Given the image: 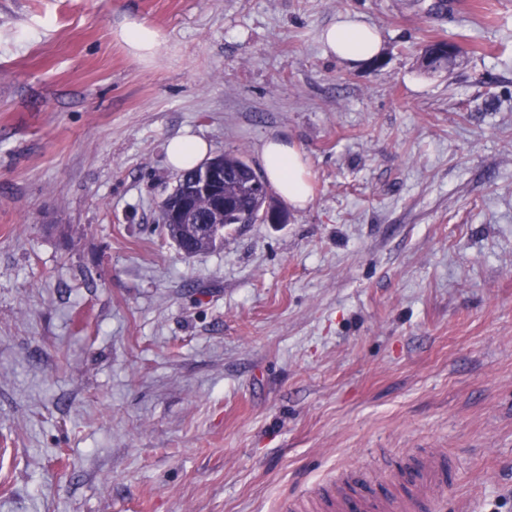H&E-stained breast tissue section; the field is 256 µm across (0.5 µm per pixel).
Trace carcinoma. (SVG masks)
<instances>
[{"instance_id":"cac0c4a2","label":"carcinoma","mask_w":512,"mask_h":512,"mask_svg":"<svg viewBox=\"0 0 512 512\" xmlns=\"http://www.w3.org/2000/svg\"><path fill=\"white\" fill-rule=\"evenodd\" d=\"M438 41L426 43L421 52L423 60L428 62L434 71L448 70V62L434 57ZM224 161L226 179L224 181V194L236 202V206L216 214L212 210L211 201L207 198H198L191 213L185 218L183 224H164L162 230L167 237L187 248L185 254L194 256L215 248L224 240V228L232 224H253L261 218V212L271 202L270 197H258L251 187L250 176L253 169L249 161L241 154L226 152L219 156ZM216 224V233L208 238L198 235L193 224L199 220Z\"/></svg>"}]
</instances>
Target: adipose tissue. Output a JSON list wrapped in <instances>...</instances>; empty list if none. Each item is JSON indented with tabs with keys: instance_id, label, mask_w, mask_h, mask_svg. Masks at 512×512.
<instances>
[{
	"instance_id": "adipose-tissue-1",
	"label": "adipose tissue",
	"mask_w": 512,
	"mask_h": 512,
	"mask_svg": "<svg viewBox=\"0 0 512 512\" xmlns=\"http://www.w3.org/2000/svg\"><path fill=\"white\" fill-rule=\"evenodd\" d=\"M118 36L132 57L144 61L155 56L164 39L160 30L135 17L123 22ZM323 38L330 51L343 60L362 62L380 50L377 31L355 16L328 27ZM261 156L275 191L293 207H306L312 198L308 164L296 146L273 136L264 142Z\"/></svg>"
}]
</instances>
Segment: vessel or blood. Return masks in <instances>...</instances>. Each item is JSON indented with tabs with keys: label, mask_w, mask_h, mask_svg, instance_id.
Masks as SVG:
<instances>
[{
	"label": "vessel or blood",
	"mask_w": 512,
	"mask_h": 512,
	"mask_svg": "<svg viewBox=\"0 0 512 512\" xmlns=\"http://www.w3.org/2000/svg\"><path fill=\"white\" fill-rule=\"evenodd\" d=\"M452 482L451 460L435 451L400 468L386 483L361 470L348 471L340 485L319 488L316 498L322 512H388L395 498L403 512H435Z\"/></svg>",
	"instance_id": "1"
}]
</instances>
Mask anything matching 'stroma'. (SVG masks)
Instances as JSON below:
<instances>
[{"label":"stroma","instance_id":"stroma-1","mask_svg":"<svg viewBox=\"0 0 512 512\" xmlns=\"http://www.w3.org/2000/svg\"><path fill=\"white\" fill-rule=\"evenodd\" d=\"M434 2L0 0V512H280L432 448L446 512H512V0ZM185 136L289 139L310 204L184 256ZM117 34L130 55L144 61L155 56L164 39L160 30L135 17L127 18ZM325 44L336 57L362 62L380 50L377 31L358 19L350 17L328 27L322 34ZM438 44V40L430 41L426 43L423 48L420 56H423L422 60L425 66L429 69H431L429 66L432 67L433 71H447L448 70V61L450 62L453 60L457 53L458 48L455 45H444L442 47L441 53L448 57V61L439 60L437 57H433L436 52V47ZM426 60L428 61V65L426 64Z\"/></svg>","mask_w":512,"mask_h":512}]
</instances>
